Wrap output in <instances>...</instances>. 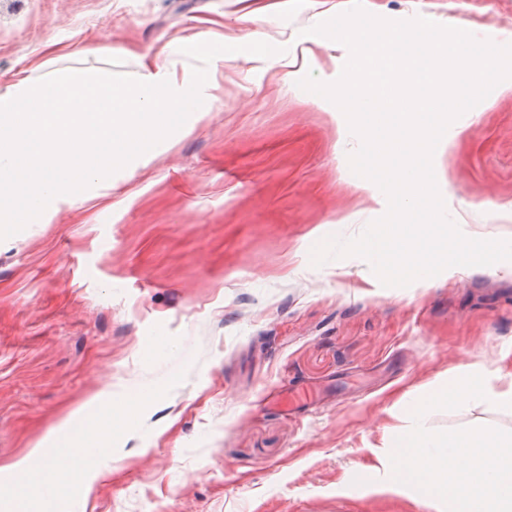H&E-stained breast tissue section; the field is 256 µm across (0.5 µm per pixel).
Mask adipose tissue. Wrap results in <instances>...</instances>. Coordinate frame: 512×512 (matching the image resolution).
I'll list each match as a JSON object with an SVG mask.
<instances>
[{"label": "adipose tissue", "instance_id": "obj_1", "mask_svg": "<svg viewBox=\"0 0 512 512\" xmlns=\"http://www.w3.org/2000/svg\"><path fill=\"white\" fill-rule=\"evenodd\" d=\"M147 395L136 392L126 394L121 406H113L112 398L105 393H97L86 400V407L92 408L94 417L90 424L82 429L67 433L63 437V446L68 457L82 458V467L66 471L64 464L52 462L47 486L26 481L28 462L18 461L13 467L17 478L12 498L0 500V512H25L28 502L43 498L45 487H52L55 498H62L68 486L92 484L100 474V460L105 447L114 433L125 427L129 420L138 414L148 403Z\"/></svg>", "mask_w": 512, "mask_h": 512}]
</instances>
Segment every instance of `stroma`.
<instances>
[{"instance_id":"1","label":"stroma","mask_w":512,"mask_h":512,"mask_svg":"<svg viewBox=\"0 0 512 512\" xmlns=\"http://www.w3.org/2000/svg\"><path fill=\"white\" fill-rule=\"evenodd\" d=\"M350 0H0V83L59 68L139 77L180 46L239 44L256 13L262 58L225 54L205 112L135 164L0 240V495L28 454L91 394L156 393L113 436L90 492L63 512H438L420 494H372L402 408L461 368L512 365V274L465 267L382 286L358 257L310 263L322 238L382 216L348 156L332 103L296 81H334L349 52L306 35ZM387 19L462 21L512 36V0H363ZM109 57L87 54L99 33ZM295 67H288L291 52ZM437 160L464 234L512 237V94L454 121ZM512 412L434 410L435 430Z\"/></svg>"}]
</instances>
